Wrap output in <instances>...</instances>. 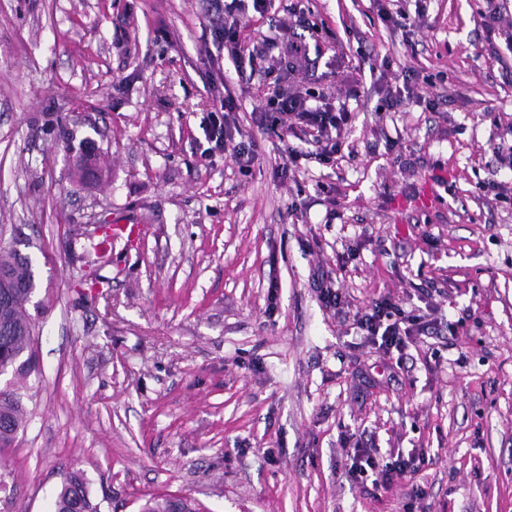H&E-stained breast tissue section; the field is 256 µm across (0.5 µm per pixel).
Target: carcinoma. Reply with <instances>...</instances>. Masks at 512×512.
<instances>
[{"label":"carcinoma","instance_id":"carcinoma-1","mask_svg":"<svg viewBox=\"0 0 512 512\" xmlns=\"http://www.w3.org/2000/svg\"><path fill=\"white\" fill-rule=\"evenodd\" d=\"M0 267L13 272L24 282L17 289L27 298L36 289L32 260L9 244L0 247ZM5 289L0 288V377L9 379L0 386V449L10 447L26 422L23 389L33 375H39L34 350L35 322L27 305L16 301L4 304ZM53 512H99L86 489L83 474L73 471L57 492Z\"/></svg>","mask_w":512,"mask_h":512}]
</instances>
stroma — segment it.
<instances>
[{
	"mask_svg": "<svg viewBox=\"0 0 512 512\" xmlns=\"http://www.w3.org/2000/svg\"><path fill=\"white\" fill-rule=\"evenodd\" d=\"M223 24L206 0H0V241L30 243L41 369L0 450L9 512L76 470L100 512H512V0L394 28L375 0H270L238 67ZM301 40L280 83L347 104L358 154L293 175L250 72ZM221 108L249 169L205 155ZM99 224L142 233L86 256ZM320 270L440 335L383 356ZM355 446L428 460L377 491ZM319 289V298L323 302V304L333 310H336V313H341L344 309V305L346 304V297H343L342 291L340 288L335 287V283L330 279L324 278V275H321V284Z\"/></svg>",
	"mask_w": 512,
	"mask_h": 512,
	"instance_id": "obj_1",
	"label": "stroma"
}]
</instances>
